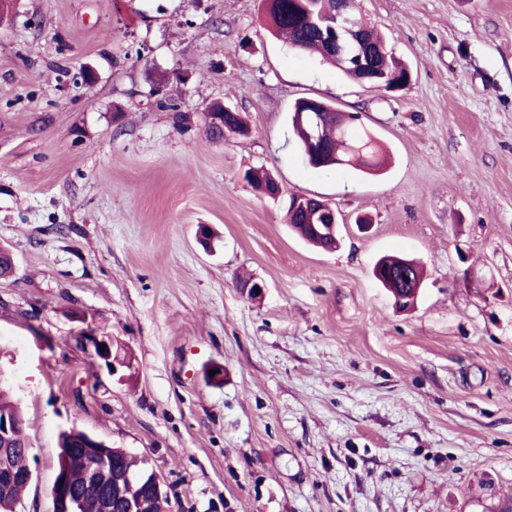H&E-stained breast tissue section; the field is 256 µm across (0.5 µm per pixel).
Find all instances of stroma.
I'll return each instance as SVG.
<instances>
[{
	"label": "stroma",
	"mask_w": 512,
	"mask_h": 512,
	"mask_svg": "<svg viewBox=\"0 0 512 512\" xmlns=\"http://www.w3.org/2000/svg\"><path fill=\"white\" fill-rule=\"evenodd\" d=\"M355 5L408 85L376 91L293 51L260 0H17L0 26V244L16 262L0 367L29 418L20 512H52L74 427L146 458L172 512L512 498V0ZM304 97L360 114L385 172L307 165ZM215 100L249 136L207 133ZM260 167L279 199L244 181ZM292 194L336 210L338 249L291 232ZM387 253L424 269L411 309L373 275ZM88 328L125 348L129 378L99 368Z\"/></svg>",
	"instance_id": "1"
}]
</instances>
